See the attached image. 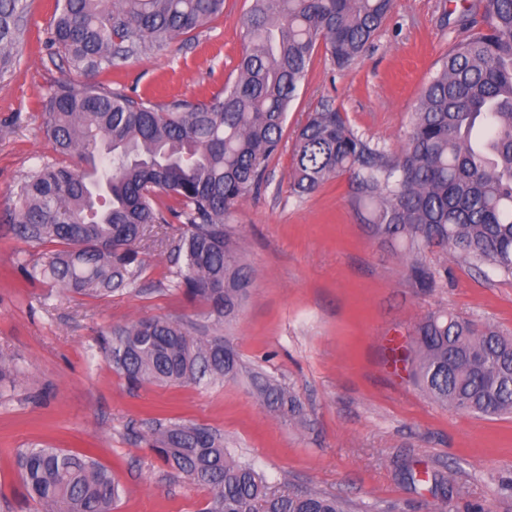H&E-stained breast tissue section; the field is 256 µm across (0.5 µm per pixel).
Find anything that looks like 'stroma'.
Returning a JSON list of instances; mask_svg holds the SVG:
<instances>
[{
    "label": "stroma",
    "instance_id": "stroma-1",
    "mask_svg": "<svg viewBox=\"0 0 512 512\" xmlns=\"http://www.w3.org/2000/svg\"><path fill=\"white\" fill-rule=\"evenodd\" d=\"M462 0H395L372 47L349 69L324 54L312 67L285 123L261 189L226 221L254 274L237 320L217 327L242 363L261 368L300 398L304 421L272 416L246 377L209 384L131 386L99 352L96 338L152 316L202 321L201 306L169 286L166 253L146 250L137 288L82 297L49 283L27 284L17 270L41 251L7 222L15 193L37 164L55 159L45 105L59 83H81L46 45L55 0H28L16 64L0 73V356L19 370L0 382V512H42L27 500L14 464L19 449L46 443L96 458L125 493L116 512H203L210 494L164 464L149 444L155 419L220 432L272 489L346 499L352 512H512V416L483 418L430 401L397 366L415 324L449 311L512 335V277L476 272L445 252L423 259L441 276L422 291L402 253L367 230L346 172L317 192L289 187L295 131L328 106L372 144L400 151L416 100L457 33L449 13ZM251 0H224L204 28L99 72L112 90L157 103L200 102L233 78ZM449 474L453 493L403 482L398 464Z\"/></svg>",
    "mask_w": 512,
    "mask_h": 512
}]
</instances>
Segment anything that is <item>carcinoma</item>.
<instances>
[{
  "label": "carcinoma",
  "mask_w": 512,
  "mask_h": 512,
  "mask_svg": "<svg viewBox=\"0 0 512 512\" xmlns=\"http://www.w3.org/2000/svg\"><path fill=\"white\" fill-rule=\"evenodd\" d=\"M481 4L480 13L463 6L460 34L420 94L398 153L371 144L329 107L308 113L295 135L292 192L309 195L353 173L358 200L378 202L370 233L402 246L407 277L422 290L439 278L422 259L431 248L512 276V0ZM392 8L393 0H253L235 77L206 101L159 104L91 78L205 26L224 13V0H56L50 42L90 81L53 90L47 133L58 155L82 165L44 161L21 182L9 224L44 249L41 261L21 266L23 278L83 296L130 290L145 270L141 243L150 241L169 254L170 287L203 306L210 324L230 323L253 273L224 217L263 182L315 52L349 68ZM27 12V0H0V71L15 62ZM161 194L174 200L165 212ZM99 346L132 386L246 371L275 417L303 420L293 391L246 370L220 337H190L180 321L141 318L102 335ZM401 361L436 403L480 417L512 414V337L491 325L431 312ZM150 437L166 465L210 490L207 512H351L338 496L269 491L255 465L209 428L157 421ZM16 462L28 496L50 512H114L123 493L89 455L33 444ZM399 476L442 492L448 484L442 472L407 465Z\"/></svg>",
  "instance_id": "carcinoma-1"
}]
</instances>
